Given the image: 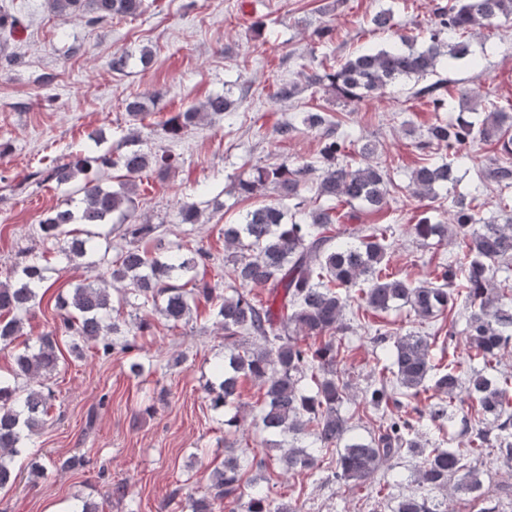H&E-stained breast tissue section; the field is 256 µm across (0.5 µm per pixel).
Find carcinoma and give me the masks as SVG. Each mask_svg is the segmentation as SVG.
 Segmentation results:
<instances>
[{
    "mask_svg": "<svg viewBox=\"0 0 512 512\" xmlns=\"http://www.w3.org/2000/svg\"><path fill=\"white\" fill-rule=\"evenodd\" d=\"M51 12L65 20L76 11L87 14L97 24L116 16H137L145 11L144 0H46ZM512 19V0H448L432 8L429 44L417 49L415 36L394 30L390 12L375 13L373 30L394 36L387 49L363 50L330 66V71L310 70L306 80L311 86L327 85L346 101L371 99L403 79L436 73L443 59H461L477 65L485 44L475 48L473 37L483 29ZM448 81L438 79L413 92L433 111L445 110ZM232 101L225 96H210L199 107L162 122L172 139L204 117H222ZM477 97L459 96L458 112L438 117L426 129L424 139L416 143L421 151L447 152L434 160L424 158L410 174V184L421 197L435 199L438 191L455 179V163L465 159L460 148L470 143L494 142L500 156L481 168L478 181L469 195L455 196L448 205V221L428 216L412 225L415 238L432 237L464 244L463 260L440 263L430 281L416 283L387 272L386 259L393 242L392 227L369 225L345 229L329 235L340 222L337 206L359 204L377 212L388 195L386 174L372 160L376 148L361 147L365 163L352 168L340 162L351 146L348 136L339 132L341 123L325 112H305L301 122L320 131L318 163L302 162L293 166H257L251 176L233 184L241 196L257 197L272 190L278 202L267 203L246 212L238 224L224 225V262L236 286L232 293L220 294L221 283L199 276V268L213 260L210 252L196 249L190 254L166 245L157 234L159 225L145 224L135 216V204L129 183L118 188L100 185L89 177L95 166L119 167L125 177L137 178L150 170L165 171L179 160L167 152L145 151L138 139H129V149L115 158L87 153L70 154L55 166L39 172L41 181L68 186L81 177L75 190L80 198L69 197L65 206L47 212L38 224L42 238L61 245L72 262L88 259L102 266L101 283H77L55 299L58 322L13 355L9 377L0 375V489L17 479L13 460L25 449L24 440L38 433L49 422L51 394L37 383L51 378L59 363V340L66 341L70 354L82 359L85 352L108 357L139 350L137 336L148 328L139 317L132 323L111 319L120 312L113 301L155 314L167 322L187 323L203 299L214 304L216 323L224 329V359L214 365L213 380L205 385L211 406L224 414V425L238 433L240 384L250 379L262 390V401L253 423L271 437L269 443L280 447L290 437L279 458L283 469L313 475L320 468L323 453L336 449V478L354 486L370 487L378 466L406 452L421 458L415 481L430 489L448 484V478L467 469L459 491H474L480 486L479 470L467 467L465 460L480 455L482 449L495 446L512 457V395L508 379L490 376L483 370L462 375L458 362L436 364L428 338L415 333L399 336L389 352L386 374L365 390L364 402L381 412L377 435L361 440L351 435L348 420L341 415L343 404L353 400L349 381L338 371L339 346L336 334L349 327L343 313L355 289L365 307L385 312L398 303L410 306L421 320L429 321L457 306L454 289L465 290L464 327L451 321L448 336L463 344L468 352L490 367L501 362L504 350L512 348V298L496 291L498 271L512 268V224H497L479 216V197L486 183L499 189L498 208L512 205V105L497 102L490 110L476 111ZM314 182L317 199L324 205L308 210L301 190ZM182 224L201 223V212L193 202H182L178 209ZM118 219L121 242L104 246L92 244L102 236L88 231L82 238L70 229L72 224L98 227ZM146 237L155 242V250L140 246ZM115 251L109 256V251ZM46 281L45 268L38 260L17 266L13 279L0 283V347L13 344L24 320L38 301ZM267 290L262 300L252 290ZM429 390L438 396L428 416L440 424L463 411L471 402L484 415L497 421L496 432L479 428L471 432L469 448H427L408 419L386 414L390 406L400 407ZM256 473L247 481L252 493L242 501L240 458L233 446L224 449V461L215 467L198 498L191 499L190 512H213L214 506L237 505L243 512H297L286 503L269 499L266 484L273 469L272 458L255 463ZM395 512H448L434 501L415 494L402 497Z\"/></svg>",
    "mask_w": 512,
    "mask_h": 512,
    "instance_id": "obj_1",
    "label": "carcinoma"
}]
</instances>
